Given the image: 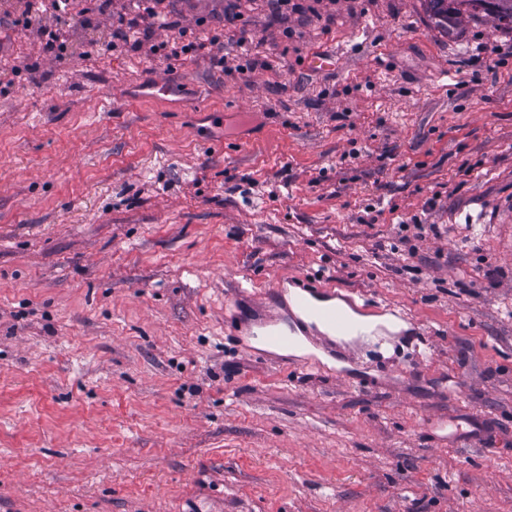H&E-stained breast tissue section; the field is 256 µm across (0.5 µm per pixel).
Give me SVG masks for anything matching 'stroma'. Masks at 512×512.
Wrapping results in <instances>:
<instances>
[{
	"label": "stroma",
	"instance_id": "1",
	"mask_svg": "<svg viewBox=\"0 0 512 512\" xmlns=\"http://www.w3.org/2000/svg\"><path fill=\"white\" fill-rule=\"evenodd\" d=\"M22 6L0 0V512H512V31L440 33L424 0H174L177 28L240 12L239 74L89 57L79 24L41 56ZM157 79L182 104L126 97ZM404 224L439 233L412 254ZM290 275L409 328L254 360L252 301L287 310Z\"/></svg>",
	"mask_w": 512,
	"mask_h": 512
}]
</instances>
